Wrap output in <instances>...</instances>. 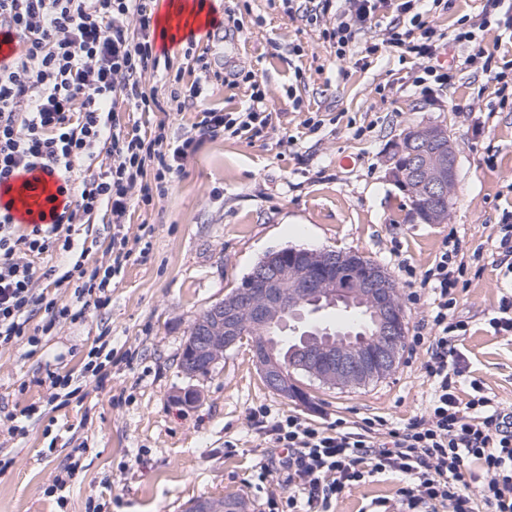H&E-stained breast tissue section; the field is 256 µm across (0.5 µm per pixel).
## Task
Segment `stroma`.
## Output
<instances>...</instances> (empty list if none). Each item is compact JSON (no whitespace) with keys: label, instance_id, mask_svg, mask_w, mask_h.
<instances>
[{"label":"stroma","instance_id":"1","mask_svg":"<svg viewBox=\"0 0 512 512\" xmlns=\"http://www.w3.org/2000/svg\"><path fill=\"white\" fill-rule=\"evenodd\" d=\"M214 18L230 22L227 40L201 37L221 78L208 105H248L250 88L235 74H253L270 97L267 137L205 139L167 195L137 209L129 226L153 227L147 261L128 265L112 286L110 305L83 323L60 325L42 349L0 348V419L46 394L47 371L78 373L94 340L112 336L115 361L104 388L88 387L70 401L28 421L25 436L0 433V512H85L88 498L111 502L112 512H181L200 497L239 494L263 512L267 493L282 477L256 475L271 458L253 408L271 416L295 413L319 422L360 424L380 417L395 426L418 414L428 383L426 350L406 346L397 369L361 387H330L307 375L298 383L307 402L270 391L249 344L225 352L207 376L186 377L179 356L194 317L240 286L268 252L284 247L355 250L394 272L408 323L420 331L425 307L400 262L423 273L447 237L458 238L469 262L455 288V318L470 327L462 342L473 377L503 405L512 406V337L488 325L503 294L512 291L491 251L503 211L512 210V105L486 90V77L464 67L471 48L453 42L460 18L478 20L486 0H449L428 21L447 37L443 58L460 65L454 88L433 93L413 86L420 59L361 50L396 24L393 10L356 35V52L338 59L323 31L334 14L307 22L288 16L282 0H205ZM322 119L307 129L309 114ZM441 124L459 142L456 205L444 224L413 221L405 191L388 176L389 150L408 128ZM292 143H284V135ZM481 251V262L471 255ZM196 389L183 405L177 391ZM83 449V471L67 488L65 507L46 494L71 449ZM400 482L380 475L346 493L333 512H365L376 499L395 501Z\"/></svg>","mask_w":512,"mask_h":512}]
</instances>
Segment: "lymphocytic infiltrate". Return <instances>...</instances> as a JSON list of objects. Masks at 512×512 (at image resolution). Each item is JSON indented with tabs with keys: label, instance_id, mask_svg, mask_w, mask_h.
<instances>
[{
	"label": "lymphocytic infiltrate",
	"instance_id": "obj_1",
	"mask_svg": "<svg viewBox=\"0 0 512 512\" xmlns=\"http://www.w3.org/2000/svg\"><path fill=\"white\" fill-rule=\"evenodd\" d=\"M442 2L317 0L302 15L310 20L339 8L324 36L341 59L380 9L408 16L409 28H386L380 47L424 60L412 83L427 91L453 87L457 79L456 67L437 64L442 46L426 19ZM479 30L462 24L454 40L471 45L466 65L477 66L496 96L508 98L512 61L485 47ZM155 35L153 0H0V40L15 45L0 57V189L11 191L15 176L39 170L56 177L60 197L48 222L25 226L15 222L10 205H0V348L23 344L37 352L59 324L107 308L114 281L149 255L150 225L139 227V249L128 246L133 206L164 197L203 139H260L272 128L266 94L257 86L244 111L205 106L204 90L217 73L203 54L163 75L167 97L159 99L158 89L146 85L160 67ZM189 107L197 108L198 120L192 133L176 138L164 125L145 133L120 116ZM100 214L111 235L105 260L92 262L88 231ZM49 253L65 257V264L37 271V260ZM459 253L441 247L420 278L429 332L412 342L426 348L429 391L406 426L384 429L372 419L353 430L341 419H273L262 406L250 412L277 450L270 468L284 476L281 492L268 495L266 512H330L333 501L385 473L402 478L397 503L375 500L368 512H512V407L469 375L458 346L469 330L451 314L453 290L467 268ZM111 360V337H99L78 374L48 372L44 405L83 399L90 384L104 387Z\"/></svg>",
	"mask_w": 512,
	"mask_h": 512
}]
</instances>
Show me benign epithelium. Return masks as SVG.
Returning <instances> with one entry per match:
<instances>
[{
	"label": "benign epithelium",
	"instance_id": "7a95c632",
	"mask_svg": "<svg viewBox=\"0 0 512 512\" xmlns=\"http://www.w3.org/2000/svg\"><path fill=\"white\" fill-rule=\"evenodd\" d=\"M457 143L448 129L421 126L407 132L390 158L394 181L418 200L417 218L427 224L447 222L456 191ZM341 309L355 318L367 309L374 330L365 340L322 337L330 327L323 312ZM275 325L291 335H316L297 344L288 362L277 347L253 344V361L267 387L288 397L298 389L294 372L324 383L361 386L389 376L400 361L407 320L393 275L357 252L288 248L268 255L245 285L214 302L197 318L184 347L191 360L183 373L199 376L197 365L212 368L236 345L244 330L264 336ZM187 512H227L210 498L186 505Z\"/></svg>",
	"mask_w": 512,
	"mask_h": 512
}]
</instances>
